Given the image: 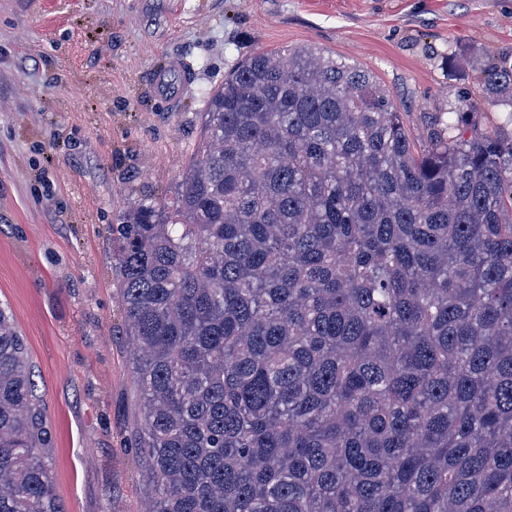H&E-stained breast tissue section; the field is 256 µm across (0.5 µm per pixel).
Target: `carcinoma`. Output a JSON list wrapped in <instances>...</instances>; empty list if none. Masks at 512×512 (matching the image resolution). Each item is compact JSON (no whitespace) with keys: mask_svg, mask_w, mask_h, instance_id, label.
I'll return each instance as SVG.
<instances>
[{"mask_svg":"<svg viewBox=\"0 0 512 512\" xmlns=\"http://www.w3.org/2000/svg\"><path fill=\"white\" fill-rule=\"evenodd\" d=\"M112 256L148 512H512V137L467 101L419 152L371 70L257 52ZM50 459L1 306L0 512H65Z\"/></svg>","mask_w":512,"mask_h":512,"instance_id":"1","label":"carcinoma"}]
</instances>
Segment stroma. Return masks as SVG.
Returning <instances> with one entry per match:
<instances>
[{"label":"stroma","mask_w":512,"mask_h":512,"mask_svg":"<svg viewBox=\"0 0 512 512\" xmlns=\"http://www.w3.org/2000/svg\"><path fill=\"white\" fill-rule=\"evenodd\" d=\"M313 43L373 71L412 135L512 65V0H0V305L26 344L67 512H147L109 228L173 191L204 96L246 57ZM187 59L194 82L156 71ZM512 134V125L504 124Z\"/></svg>","instance_id":"35a3bbf8"}]
</instances>
